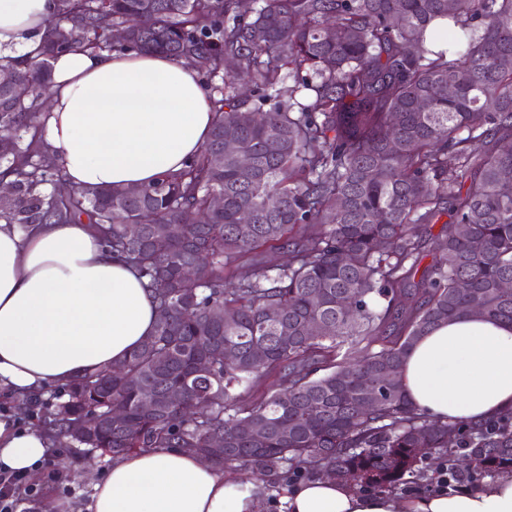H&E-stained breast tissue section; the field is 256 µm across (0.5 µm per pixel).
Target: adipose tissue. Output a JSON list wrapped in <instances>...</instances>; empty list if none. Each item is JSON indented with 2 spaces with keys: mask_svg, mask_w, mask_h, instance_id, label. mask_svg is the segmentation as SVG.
Masks as SVG:
<instances>
[{
  "mask_svg": "<svg viewBox=\"0 0 512 512\" xmlns=\"http://www.w3.org/2000/svg\"><path fill=\"white\" fill-rule=\"evenodd\" d=\"M56 0H0V57L32 51ZM214 114L197 70L159 52L77 50L53 64L43 138L75 187L152 185L209 138ZM157 310L135 269L89 224L0 219V390L31 402L112 367L154 331ZM415 409L481 423L512 411V325L463 315L419 337L401 370ZM52 438L0 414V469L34 474ZM264 482L225 475L185 448L115 458L85 512H262ZM280 512H512V472L410 497L366 493L315 475L281 488Z\"/></svg>",
  "mask_w": 512,
  "mask_h": 512,
  "instance_id": "adipose-tissue-1",
  "label": "adipose tissue"
}]
</instances>
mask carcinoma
<instances>
[{"label": "carcinoma", "mask_w": 512, "mask_h": 512, "mask_svg": "<svg viewBox=\"0 0 512 512\" xmlns=\"http://www.w3.org/2000/svg\"><path fill=\"white\" fill-rule=\"evenodd\" d=\"M79 48L191 57L222 76L210 137L183 169L135 194L42 191L65 179L44 147L42 91L54 60ZM230 129L250 166L224 152ZM0 135L12 141L0 177L13 184L0 219L92 225L166 314L119 372L69 384L59 434L101 420L110 394L125 422L85 447L113 457L220 435L218 469H332L380 491L427 449L455 469L467 449L469 473L512 470V414L469 429L433 422L400 383L434 327L463 313L512 324L500 288L512 280V0H259L249 14L239 0H57L35 55L0 57ZM443 215L452 224L435 239ZM279 250L288 264H267ZM315 322L325 335H311ZM363 379L374 395L361 396ZM174 387L184 401L164 404ZM146 393L161 404L152 416Z\"/></svg>", "instance_id": "1"}]
</instances>
